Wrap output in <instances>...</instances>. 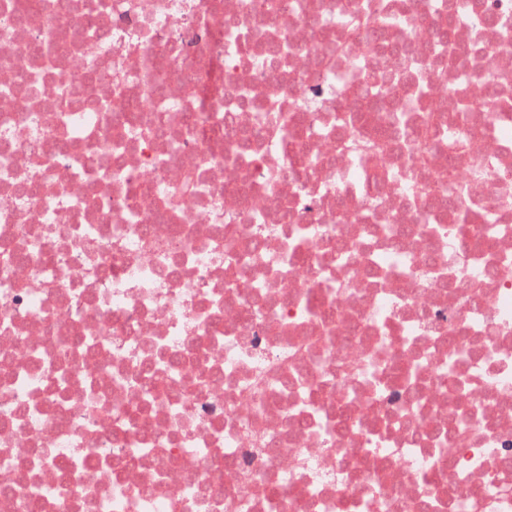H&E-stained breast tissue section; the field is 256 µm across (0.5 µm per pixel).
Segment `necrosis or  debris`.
Listing matches in <instances>:
<instances>
[{
	"mask_svg": "<svg viewBox=\"0 0 512 512\" xmlns=\"http://www.w3.org/2000/svg\"><path fill=\"white\" fill-rule=\"evenodd\" d=\"M443 2L0 0V512H512V0L453 67ZM407 36L421 165L339 141ZM452 179L487 243L423 204ZM397 46L403 47L404 50L401 52L396 51L395 48ZM406 50V42L388 47L385 55L376 61L373 70L369 74L368 80L363 84L361 95L351 101H340L336 106L337 109L356 113L363 108L373 107L381 109L383 112H393V109H389L387 103V98L393 95V90L386 88V73L391 64L395 63L399 57L406 54Z\"/></svg>",
	"mask_w": 512,
	"mask_h": 512,
	"instance_id": "4bbe7bcc",
	"label": "necrosis or debris"
}]
</instances>
